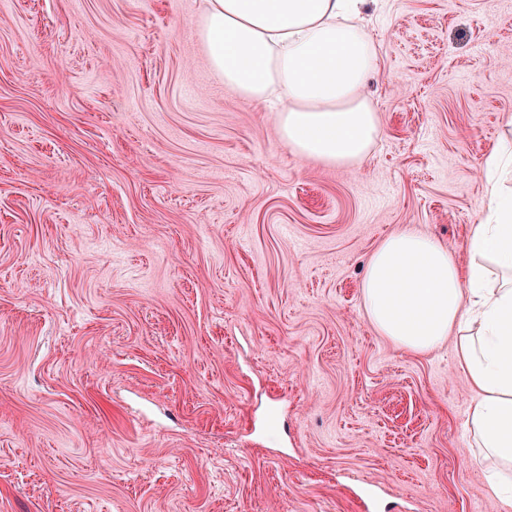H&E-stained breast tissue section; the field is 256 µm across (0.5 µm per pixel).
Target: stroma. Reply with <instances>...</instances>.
<instances>
[{
    "label": "stroma",
    "instance_id": "1",
    "mask_svg": "<svg viewBox=\"0 0 512 512\" xmlns=\"http://www.w3.org/2000/svg\"><path fill=\"white\" fill-rule=\"evenodd\" d=\"M202 0H0V512H503L451 343L367 263L460 264L512 121V0H381L353 168L212 71Z\"/></svg>",
    "mask_w": 512,
    "mask_h": 512
}]
</instances>
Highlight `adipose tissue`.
<instances>
[{
    "label": "adipose tissue",
    "mask_w": 512,
    "mask_h": 512,
    "mask_svg": "<svg viewBox=\"0 0 512 512\" xmlns=\"http://www.w3.org/2000/svg\"><path fill=\"white\" fill-rule=\"evenodd\" d=\"M198 35L213 72L259 104L277 101L279 138L295 156L334 166L365 160L380 134L363 88L377 51L358 20L366 0H204ZM483 218L469 262L415 229L388 236L362 281L376 330L415 353L452 340L472 392L466 427L491 460L488 485L512 506V147L481 164Z\"/></svg>",
    "instance_id": "1"
}]
</instances>
